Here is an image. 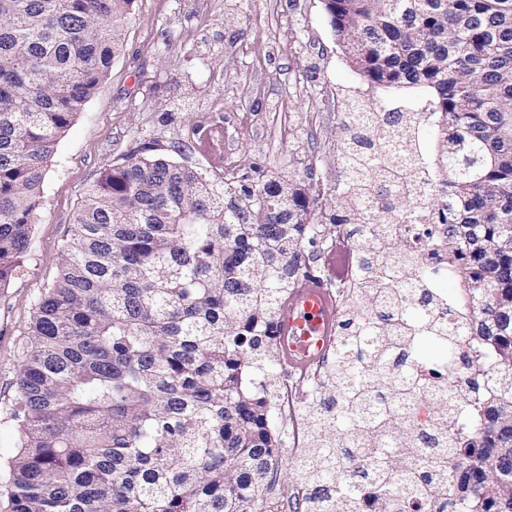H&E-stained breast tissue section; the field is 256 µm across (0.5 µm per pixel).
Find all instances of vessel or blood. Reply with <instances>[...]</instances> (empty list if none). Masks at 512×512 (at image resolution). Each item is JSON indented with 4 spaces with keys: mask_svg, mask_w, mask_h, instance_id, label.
<instances>
[{
    "mask_svg": "<svg viewBox=\"0 0 512 512\" xmlns=\"http://www.w3.org/2000/svg\"><path fill=\"white\" fill-rule=\"evenodd\" d=\"M336 320V310L323 284L308 280L289 296L281 314L283 335L292 339L286 355L289 362H307V341L315 336L327 335Z\"/></svg>",
    "mask_w": 512,
    "mask_h": 512,
    "instance_id": "vessel-or-blood-1",
    "label": "vessel or blood"
}]
</instances>
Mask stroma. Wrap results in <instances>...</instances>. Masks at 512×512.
I'll use <instances>...</instances> for the list:
<instances>
[{
  "mask_svg": "<svg viewBox=\"0 0 512 512\" xmlns=\"http://www.w3.org/2000/svg\"><path fill=\"white\" fill-rule=\"evenodd\" d=\"M364 86L321 0H135L122 50L47 163L30 246L0 289L1 458L17 442L19 342L100 172L148 147L209 175L229 150L239 172L320 185L318 204L330 209L343 170L340 118Z\"/></svg>",
  "mask_w": 512,
  "mask_h": 512,
  "instance_id": "obj_1",
  "label": "stroma"
}]
</instances>
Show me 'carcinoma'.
Instances as JSON below:
<instances>
[{"mask_svg": "<svg viewBox=\"0 0 512 512\" xmlns=\"http://www.w3.org/2000/svg\"><path fill=\"white\" fill-rule=\"evenodd\" d=\"M134 0H0V288L32 239L46 164L123 45ZM370 87L421 105L340 120L343 214L280 176L235 185L170 158L104 169L21 343L9 512H251L281 467L251 368L316 224L353 229L331 407L294 463L304 512H512V0H323ZM429 124L433 158L422 127ZM288 192V214L278 198ZM265 211L264 222L248 219ZM435 224L461 307L410 225ZM363 300L364 307L356 306ZM447 364L417 419L426 344Z\"/></svg>", "mask_w": 512, "mask_h": 512, "instance_id": "carcinoma-1", "label": "carcinoma"}]
</instances>
